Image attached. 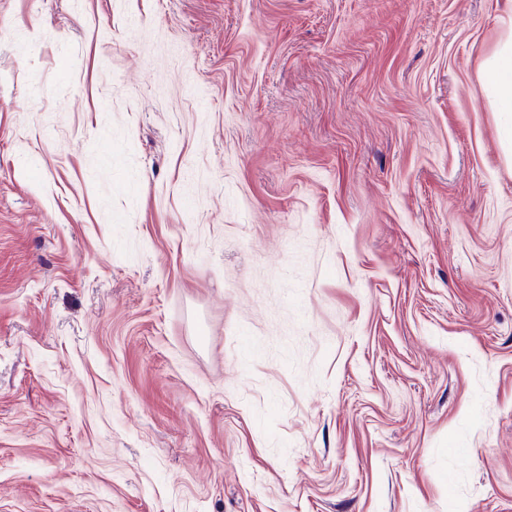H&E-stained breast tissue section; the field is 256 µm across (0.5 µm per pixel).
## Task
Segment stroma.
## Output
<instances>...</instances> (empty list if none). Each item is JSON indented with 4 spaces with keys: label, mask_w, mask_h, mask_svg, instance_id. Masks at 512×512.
I'll return each instance as SVG.
<instances>
[{
    "label": "stroma",
    "mask_w": 512,
    "mask_h": 512,
    "mask_svg": "<svg viewBox=\"0 0 512 512\" xmlns=\"http://www.w3.org/2000/svg\"><path fill=\"white\" fill-rule=\"evenodd\" d=\"M512 0H0V512H512ZM483 92L496 120L497 145L512 164V24L481 63Z\"/></svg>",
    "instance_id": "obj_1"
}]
</instances>
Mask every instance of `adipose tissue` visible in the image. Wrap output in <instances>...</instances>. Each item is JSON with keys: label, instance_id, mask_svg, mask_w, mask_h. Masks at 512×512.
<instances>
[{"label": "adipose tissue", "instance_id": "obj_1", "mask_svg": "<svg viewBox=\"0 0 512 512\" xmlns=\"http://www.w3.org/2000/svg\"><path fill=\"white\" fill-rule=\"evenodd\" d=\"M479 75L495 116L498 148L512 161V27L485 57Z\"/></svg>", "mask_w": 512, "mask_h": 512}]
</instances>
